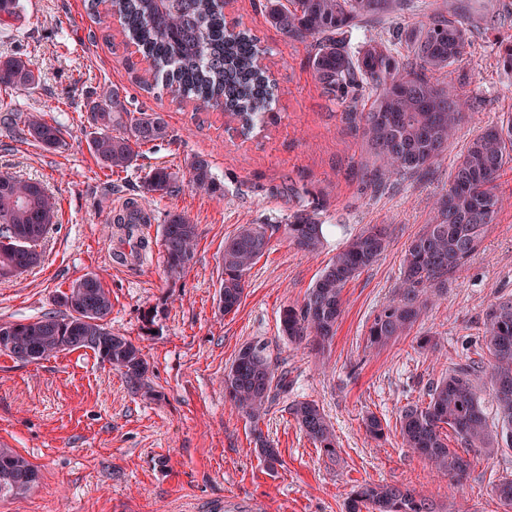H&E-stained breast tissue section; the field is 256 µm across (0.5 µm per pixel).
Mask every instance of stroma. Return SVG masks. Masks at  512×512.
Listing matches in <instances>:
<instances>
[{
	"label": "stroma",
	"mask_w": 512,
	"mask_h": 512,
	"mask_svg": "<svg viewBox=\"0 0 512 512\" xmlns=\"http://www.w3.org/2000/svg\"><path fill=\"white\" fill-rule=\"evenodd\" d=\"M447 17L466 19L471 44L438 79L476 99L447 153L430 176L372 189L368 157L343 108L316 81L308 43L269 22L266 0H224L228 20L261 40L265 65L278 86L273 116L249 135L220 108H201L169 94L147 92L139 78L150 64L121 35H108L88 0H18L0 24V59L19 58L37 88L0 86V118L44 114L63 127V144L47 150L19 138L0 121V173L43 183L57 203L55 224L41 243L40 263L0 282V323L26 322L59 311L72 282L97 275L112 301L113 331L140 347L145 386L89 349L28 363L0 352V448L24 455L40 475L29 493L0 498V512H345L353 485L398 484L431 498L439 512H505L493 482L512 478V449L475 460L462 486L402 444L399 414L424 400L430 382L452 363L480 350L483 314L498 297L512 298V164L497 183L502 207L479 252L458 269L448 288L410 333L382 349L366 347L373 315L394 296L408 243L428 224L448 188L455 159L502 114L512 113V72L495 44L512 37V0H432ZM126 92L131 111L164 113L167 139L139 147L127 170L104 168L90 149L89 92ZM210 161L224 190L217 196L190 178L195 156ZM177 172L173 192L151 196L147 175ZM142 198L152 214L141 259L123 260L115 206ZM316 207L324 239L312 254L280 234L250 270L237 312L218 309L224 239L243 224H284L301 207ZM182 213L197 226L188 268H164L162 228ZM369 224L391 230L381 259L344 289L343 313L329 348L317 352L288 341L283 306L302 301L320 270L346 240ZM429 347H420L422 337ZM264 344L287 360L289 397L269 404L259 422L280 456L268 468L251 425L224 399V370L244 344ZM313 400L332 424L337 454L327 457L289 411ZM386 423L383 440L363 420Z\"/></svg>",
	"instance_id": "1"
}]
</instances>
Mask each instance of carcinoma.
I'll return each mask as SVG.
<instances>
[{
    "instance_id": "cac0c4a2",
    "label": "carcinoma",
    "mask_w": 512,
    "mask_h": 512,
    "mask_svg": "<svg viewBox=\"0 0 512 512\" xmlns=\"http://www.w3.org/2000/svg\"><path fill=\"white\" fill-rule=\"evenodd\" d=\"M396 0H271L272 25L288 37L312 39L311 66L316 80L332 99L345 105V119L361 136L371 155L366 171L379 189L398 178L424 176L448 150L465 113L476 102L442 85L434 75L453 65L470 41V26L443 15L427 16L416 26L395 27L353 45V32L377 16L389 14ZM107 13L118 19L125 42L150 62L153 81H141L147 91L161 89L175 98L192 99L206 107H221L247 135L271 112L277 91L267 71L257 65L259 40L231 25L224 0H109ZM36 84L33 72L18 58L0 60V85ZM369 92L368 109L358 108L359 93ZM90 148L105 167L130 168L137 157L133 146L169 137L160 112L130 113L120 91L102 95L92 107ZM118 128L123 133H114ZM24 138L46 149L62 144V129L41 115H31L20 128ZM512 162V116L485 128L471 139L448 185L437 198L429 224L415 237L402 262L395 299L383 305L367 330V347L379 348L411 330L429 297L448 286V279L474 256L487 227L495 223L502 199L500 171ZM191 181L212 194H223L210 163L202 157L190 164ZM177 179L166 168L153 170L147 190L164 195ZM141 203L133 200L113 223L121 228L137 222ZM56 214V202L38 181L0 173V240L21 239L15 248L0 247V270L23 273L37 265V247ZM281 231L298 249L313 252L322 244L323 224L315 212L300 209L286 224H244L224 239V280L218 309L228 315L241 305L245 277ZM196 225L180 213L169 216L162 230L166 272L181 274L192 262ZM383 224H371L350 237L320 271L302 302L283 307L281 331L296 344L312 342L320 349L336 335L346 285L373 266L389 246ZM67 314L46 313L26 323L0 324V351L37 363L59 353L58 339L68 349L88 348L121 372L132 388H141L148 366L141 349L112 331L109 291L91 274L73 282L60 298ZM481 349L487 361L467 358L453 364L448 375L429 385L428 402L409 403L400 411V436L405 447L428 460L441 474L461 481L471 470L470 454L490 457L512 448V298L500 297L486 308ZM288 370L275 364L264 345L242 346L224 371V397L253 423L255 449L273 468L277 448L258 422L268 405L290 393ZM496 404V423L489 424L484 389ZM291 414L300 430L326 455H336L334 430L312 400L295 401ZM453 432L461 450L448 448ZM39 482L38 470L24 456L0 448V498L23 495ZM493 491L512 509V480L502 479ZM346 512H438L427 496L396 484H358Z\"/></svg>"
}]
</instances>
